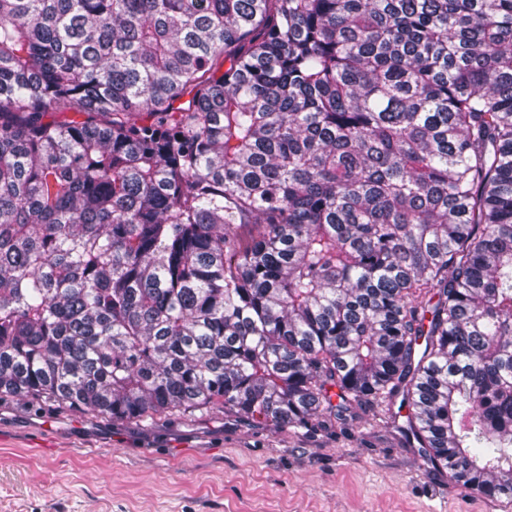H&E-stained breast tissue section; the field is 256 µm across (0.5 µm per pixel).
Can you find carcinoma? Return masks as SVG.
<instances>
[{
    "instance_id": "cac0c4a2",
    "label": "carcinoma",
    "mask_w": 512,
    "mask_h": 512,
    "mask_svg": "<svg viewBox=\"0 0 512 512\" xmlns=\"http://www.w3.org/2000/svg\"><path fill=\"white\" fill-rule=\"evenodd\" d=\"M2 396L512 499V0H0Z\"/></svg>"
}]
</instances>
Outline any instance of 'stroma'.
<instances>
[{"mask_svg":"<svg viewBox=\"0 0 512 512\" xmlns=\"http://www.w3.org/2000/svg\"><path fill=\"white\" fill-rule=\"evenodd\" d=\"M385 406L354 427L256 426L215 407L110 419L0 399V512H512L387 434Z\"/></svg>","mask_w":512,"mask_h":512,"instance_id":"1","label":"stroma"}]
</instances>
